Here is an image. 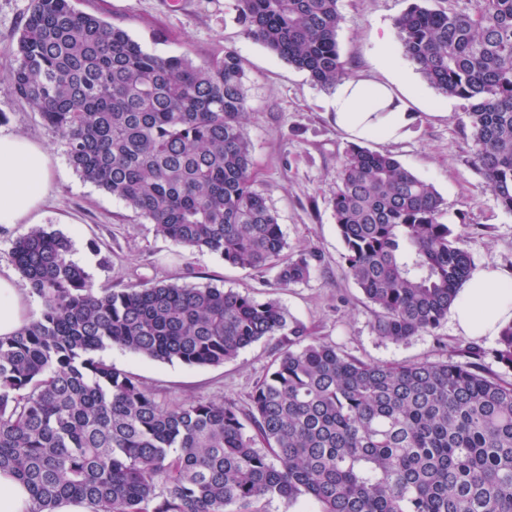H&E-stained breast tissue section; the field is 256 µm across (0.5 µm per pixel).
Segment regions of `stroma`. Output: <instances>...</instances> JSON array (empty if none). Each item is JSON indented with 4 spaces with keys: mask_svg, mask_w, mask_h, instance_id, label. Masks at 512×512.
<instances>
[{
    "mask_svg": "<svg viewBox=\"0 0 512 512\" xmlns=\"http://www.w3.org/2000/svg\"><path fill=\"white\" fill-rule=\"evenodd\" d=\"M410 0H340L343 21L337 32L348 77L393 79L394 90L418 120L398 142L369 141L370 149L394 155L431 183L442 197L444 223L467 231L464 243L473 267L512 272V213L504 211L473 163L465 101L440 95L402 55L396 18ZM31 0H0V132L43 142L54 181L43 207L42 227L67 236L72 259L96 287L120 289L148 281L212 286L259 298L274 297L289 317L312 336L336 344L367 363L470 360L480 350L486 371L512 381V369L498 363L494 336L459 333L452 321L404 343L382 340L372 329L376 310L347 276L344 245L328 201L341 177L350 143L324 106L330 91L311 81L250 38L234 0H73L75 8L119 25L153 55H188L207 63L234 51L245 71V133L252 144L255 187L275 213L286 254H314L311 278L278 287L272 269L242 270L216 254L190 250L159 235L154 224L124 202L84 182L71 165L65 142L8 86L11 60L5 52L19 37ZM385 38L395 70L380 66L377 40ZM278 351L263 339L220 366L191 367L161 362L112 346L101 356L142 381L165 402L193 398L229 399L246 405Z\"/></svg>",
    "mask_w": 512,
    "mask_h": 512,
    "instance_id": "35a3bbf8",
    "label": "stroma"
}]
</instances>
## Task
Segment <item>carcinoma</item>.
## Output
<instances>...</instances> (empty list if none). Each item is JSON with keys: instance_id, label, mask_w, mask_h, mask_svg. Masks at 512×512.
Instances as JSON below:
<instances>
[{"instance_id": "1", "label": "carcinoma", "mask_w": 512, "mask_h": 512, "mask_svg": "<svg viewBox=\"0 0 512 512\" xmlns=\"http://www.w3.org/2000/svg\"><path fill=\"white\" fill-rule=\"evenodd\" d=\"M339 0H235L247 35L322 86L345 74ZM471 11L411 0L396 18L403 56L446 97L468 102L474 163L512 212V0ZM8 72L12 92L63 138L86 182L156 231L241 269L307 281L312 255L284 254L254 188L238 56L197 65L143 50L72 0H32ZM443 200L393 155L347 149L330 200L346 274L378 309L372 329L401 343L448 319L471 272ZM69 240L34 225L12 247L42 300L0 336V471L32 512L64 498L93 512H257L302 496L317 512H512V382L476 365L368 364L290 322L279 301L161 283L99 290ZM281 339L242 408L170 406L97 357L118 346L191 367ZM496 358L512 369V324Z\"/></svg>"}]
</instances>
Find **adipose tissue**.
<instances>
[{
	"instance_id": "adipose-tissue-1",
	"label": "adipose tissue",
	"mask_w": 512,
	"mask_h": 512,
	"mask_svg": "<svg viewBox=\"0 0 512 512\" xmlns=\"http://www.w3.org/2000/svg\"><path fill=\"white\" fill-rule=\"evenodd\" d=\"M336 125L354 140L403 138L418 119L383 83L344 79L327 102ZM53 180L46 146L18 134L0 135V224H32ZM30 319L27 296L12 274L0 273V336ZM458 332L492 336L512 323V274L486 267L472 271L452 310Z\"/></svg>"
}]
</instances>
